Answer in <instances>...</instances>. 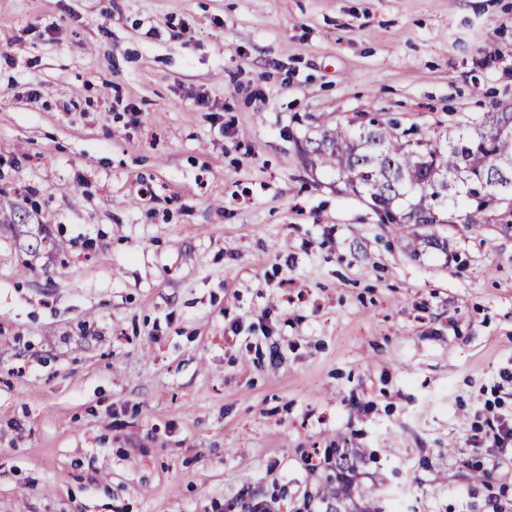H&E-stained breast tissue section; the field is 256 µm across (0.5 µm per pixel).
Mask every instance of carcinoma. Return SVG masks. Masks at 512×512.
<instances>
[{
    "instance_id": "cac0c4a2",
    "label": "carcinoma",
    "mask_w": 512,
    "mask_h": 512,
    "mask_svg": "<svg viewBox=\"0 0 512 512\" xmlns=\"http://www.w3.org/2000/svg\"><path fill=\"white\" fill-rule=\"evenodd\" d=\"M512 130V111L481 112L467 127L445 138L409 139L393 123L374 120L352 130L323 125L307 140L305 165L314 171L336 172L344 191L365 196L384 224L437 227L448 223V207L470 223L466 208L481 192L495 200H512V165L502 159L495 141L503 129ZM333 467L316 496L323 512H382L376 490L353 481L362 448H337Z\"/></svg>"
}]
</instances>
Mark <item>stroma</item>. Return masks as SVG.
<instances>
[{"label":"stroma","mask_w":512,"mask_h":512,"mask_svg":"<svg viewBox=\"0 0 512 512\" xmlns=\"http://www.w3.org/2000/svg\"><path fill=\"white\" fill-rule=\"evenodd\" d=\"M495 107L512 0H0V512H512V205L416 256L304 163ZM481 442L487 448H493L495 452L501 456L506 457L510 451L512 455V420L502 418L497 420L496 424L489 426V429L484 431L481 437ZM335 474L326 476L316 496L323 512H383L375 489L359 488L353 481L357 464L365 458L362 448H334Z\"/></svg>","instance_id":"obj_1"}]
</instances>
